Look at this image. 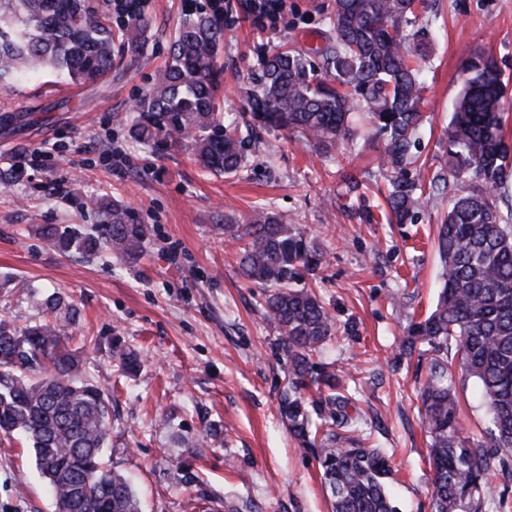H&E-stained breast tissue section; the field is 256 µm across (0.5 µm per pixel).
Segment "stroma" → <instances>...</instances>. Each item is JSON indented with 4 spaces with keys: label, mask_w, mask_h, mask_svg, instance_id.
Wrapping results in <instances>:
<instances>
[{
    "label": "stroma",
    "mask_w": 512,
    "mask_h": 512,
    "mask_svg": "<svg viewBox=\"0 0 512 512\" xmlns=\"http://www.w3.org/2000/svg\"><path fill=\"white\" fill-rule=\"evenodd\" d=\"M191 1L208 3L148 0L153 24L143 49L124 53L98 85L48 72L0 90V319L42 322L41 303L53 293L75 306L70 331L85 343L83 374L115 391L105 462L128 479L142 512H331L316 450L299 447L281 415L288 359L278 331L240 274L238 242L224 236L225 225L271 207L323 249L311 281L339 332L318 365L355 394L357 429L388 449L397 512H431L429 436L417 400L426 372L400 345L434 304L442 270L435 238L448 202L431 197L414 222L386 223L377 150L360 135L329 158L285 131L256 130L244 136L246 171L237 178L204 172L182 147L156 150L131 138V105L165 64ZM426 5L435 41L417 153L431 172L444 160L462 62L485 53L512 77V0ZM331 8L332 0H285L271 31L245 0H224L217 112L247 111L246 90L272 47L322 44ZM44 146L54 160L12 178L14 156ZM116 150L125 165H116ZM348 163L363 174V193L340 181ZM101 200L145 226L139 257L64 254L42 236L46 225L92 232ZM129 351L142 366L123 377L120 356ZM451 363L461 435L484 440L476 382L459 358ZM0 512H54L31 449L1 433Z\"/></svg>",
    "instance_id": "35a3bbf8"
}]
</instances>
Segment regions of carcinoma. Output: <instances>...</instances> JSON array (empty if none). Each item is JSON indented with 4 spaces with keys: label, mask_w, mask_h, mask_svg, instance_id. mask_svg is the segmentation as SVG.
<instances>
[{
    "label": "carcinoma",
    "mask_w": 512,
    "mask_h": 512,
    "mask_svg": "<svg viewBox=\"0 0 512 512\" xmlns=\"http://www.w3.org/2000/svg\"><path fill=\"white\" fill-rule=\"evenodd\" d=\"M421 9L423 0H333L326 45L274 47L249 90V116L221 119L215 102L224 75L218 63L224 13L191 6L168 64L134 100L131 131L148 142L183 146L204 169L232 177L244 168V122L331 153L354 135L356 119L365 118L379 143L378 167L391 173L389 223L414 221L429 194L448 198L437 234L441 287L424 320L408 327L401 354L430 356L419 413L430 437L432 512H487L489 501L507 512L508 498L493 497L492 479L512 473V220L499 210L501 190L512 179V140L504 134L512 100L495 60L469 57L450 112L448 159L428 177H408L427 120L423 73L434 40ZM151 24L141 14L122 25L131 53L142 48ZM113 42L98 0H0V87L42 70L75 85L98 84L112 73ZM313 55L322 57L323 72L311 63ZM98 213L90 235L45 232L63 253L107 251L133 259L143 252L146 229L129 211L101 203ZM224 233L245 243L241 275L262 289L261 306L280 334L294 392L310 383L328 388L313 402L288 397L282 413L303 447L319 448L333 512H396L384 482L387 449L356 433L349 398L314 362L336 334L319 296L297 287L320 265L319 243L268 207L243 224L224 225ZM44 308L48 323L19 329L0 320V432L25 434L54 512H141L127 480L105 466L112 396L82 378L80 359L66 342L69 305L53 294ZM451 345L479 386L488 417L484 444L460 435L458 402L448 387Z\"/></svg>",
    "instance_id": "carcinoma-1"
}]
</instances>
